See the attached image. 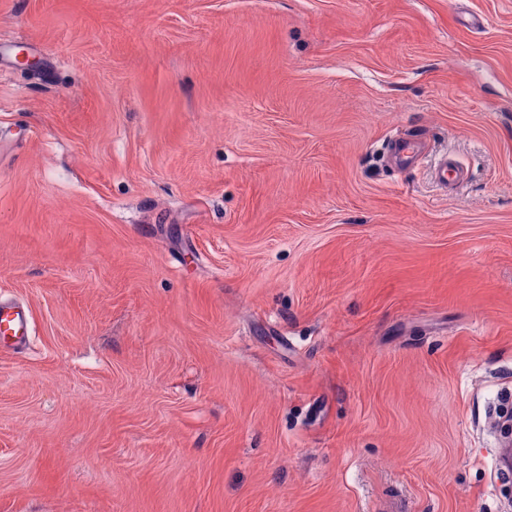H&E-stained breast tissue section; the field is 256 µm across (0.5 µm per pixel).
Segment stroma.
Returning a JSON list of instances; mask_svg holds the SVG:
<instances>
[{"label": "stroma", "mask_w": 512, "mask_h": 512, "mask_svg": "<svg viewBox=\"0 0 512 512\" xmlns=\"http://www.w3.org/2000/svg\"><path fill=\"white\" fill-rule=\"evenodd\" d=\"M0 297V512H512V0H0ZM433 177L443 188L454 187L462 178V168L451 156H445L433 169ZM16 343H25L30 336V319L27 311L17 304L0 302V337Z\"/></svg>", "instance_id": "35a3bbf8"}]
</instances>
